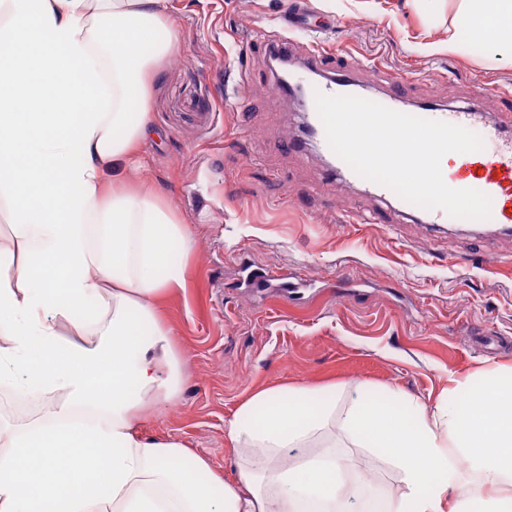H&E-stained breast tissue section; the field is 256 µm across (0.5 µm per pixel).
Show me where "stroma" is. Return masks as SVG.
Instances as JSON below:
<instances>
[{"label":"stroma","mask_w":512,"mask_h":512,"mask_svg":"<svg viewBox=\"0 0 512 512\" xmlns=\"http://www.w3.org/2000/svg\"><path fill=\"white\" fill-rule=\"evenodd\" d=\"M169 0L176 50L157 59L142 179L191 231L182 287L163 301L181 357L179 399L143 412L145 436L205 454L226 480L237 452L224 425L254 390L288 384L390 387L436 400L449 377L512 365V234L442 233L360 186L327 179L309 150H284L299 119L275 90L260 41L286 37L303 60L360 67L378 94L404 77L401 105L512 113V60L448 39L453 6L411 0ZM250 263L292 292L252 288Z\"/></svg>","instance_id":"35a3bbf8"}]
</instances>
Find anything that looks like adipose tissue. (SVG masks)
<instances>
[{
	"label": "adipose tissue",
	"mask_w": 512,
	"mask_h": 512,
	"mask_svg": "<svg viewBox=\"0 0 512 512\" xmlns=\"http://www.w3.org/2000/svg\"><path fill=\"white\" fill-rule=\"evenodd\" d=\"M457 2L450 52L512 55V0ZM177 40L165 0H0V384L51 401L0 428V512H354L368 491L381 512H512V367L452 379L431 406L392 389L257 390L224 426L242 456L230 482L135 431L183 386L159 300L186 277L172 246L194 239L132 178L148 82ZM344 448L383 459L398 492L366 487Z\"/></svg>",
	"instance_id": "1"
}]
</instances>
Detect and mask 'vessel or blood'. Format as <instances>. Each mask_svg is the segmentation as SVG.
I'll return each instance as SVG.
<instances>
[{
    "label": "vessel or blood",
    "instance_id": "b4317fda",
    "mask_svg": "<svg viewBox=\"0 0 512 512\" xmlns=\"http://www.w3.org/2000/svg\"><path fill=\"white\" fill-rule=\"evenodd\" d=\"M323 60L324 57L319 50L314 49L307 54V69L316 75L314 81L305 85L307 98H314L319 92L327 95H354L365 99L373 97L370 86L363 83L355 71L340 68L325 72ZM419 115L424 119L466 128L478 121L474 110L470 108H455L445 112L424 108L420 110ZM308 121L315 133L318 153L329 162L327 177L340 176L353 183L359 182L372 197L393 199L394 194L391 190L372 181L361 180L359 175L332 151L317 111L309 112ZM483 135L495 141L494 152L449 154L447 162L441 166L443 179L452 188H473L489 195L492 199L489 225L508 229L512 227V137L504 135L502 126L494 124L486 126Z\"/></svg>",
    "mask_w": 512,
    "mask_h": 512
}]
</instances>
